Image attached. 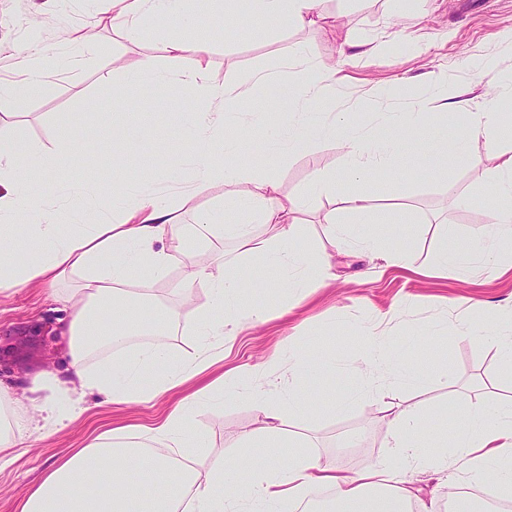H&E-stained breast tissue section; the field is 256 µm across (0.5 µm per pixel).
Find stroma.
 I'll return each instance as SVG.
<instances>
[{"label":"stroma","instance_id":"obj_1","mask_svg":"<svg viewBox=\"0 0 512 512\" xmlns=\"http://www.w3.org/2000/svg\"><path fill=\"white\" fill-rule=\"evenodd\" d=\"M104 7V0H0V79L16 78L19 48L32 40L60 44L70 31L79 29L92 47L84 62L63 69L51 84L29 96L1 103L0 110L14 115L8 132L23 157L33 150H52L59 129H68L78 155L61 170L64 183L103 188L127 181L149 184L172 160L189 153V106L174 84L137 89L136 97L145 100L146 106L136 119L113 97V87L125 83L141 56L153 57L164 69L174 68L175 63L165 50L166 22L151 20L130 39L95 25ZM318 9L335 16V24L298 31L273 28L255 19L237 21L234 37L220 34L211 42V80L223 82L235 70L273 68L284 56H296L306 47L331 60L337 58L341 44L365 41L369 53L340 66L345 82L342 97L316 103L311 109L313 120L335 110L346 112L356 123L371 121L377 107L364 92L379 85L391 94L394 111L422 113L428 130L450 139L460 130L464 115L441 113L426 90L428 72L445 75L452 87L480 88L495 80H512V41L505 38L512 31V0H408L397 20L390 17L391 0H319ZM412 41L425 46L423 57L413 56L408 48ZM487 139V133L474 134L469 163L446 171L438 153L406 142L402 166L375 181L371 190L378 218L374 233L392 245L407 247L414 257L413 269L385 266L379 252L351 243L331 258L335 281L306 297L294 315L275 314L268 322L241 332L234 342L225 344L223 360L207 377L192 379L147 403H106L85 395L84 410L76 420L49 438L30 441L17 462L0 471V512H18L49 462L69 457L102 431L125 424L156 427L206 378L284 358L306 346L328 352L338 366L318 365L301 378L302 388L311 395L303 411L290 420L288 431L306 436L324 464L361 468L383 452L382 405L365 397L338 416L330 412L328 401L358 382L359 371L348 364L362 344L357 327L408 294L415 296L416 304L397 318L393 333L415 341L414 363L430 377L424 388L408 394L410 401L423 404L427 424L440 425L441 437L454 440L458 424L450 395L454 389L487 401L512 398V382L502 378L496 351L473 333L474 328L489 325V318L480 311L451 306L452 299L470 296L506 310L512 304V269L496 274L485 270L466 280L433 271L441 246L469 250L479 230L467 203L485 198ZM114 140L119 141L120 152L109 149ZM129 155L137 158V170L127 168ZM265 158L285 199L302 193L315 170L340 174L345 168V154L337 142H312L286 157ZM446 224L455 227L449 241L441 234ZM280 280L277 271L258 263L241 267L240 284L246 296L257 302L275 303ZM59 316V305L48 291L0 289V345L5 348L0 354V384L19 391L42 372H65L67 340L56 330ZM463 321L471 325L470 333L459 331ZM31 334L38 337L35 345H21L20 337ZM441 353L448 361L444 375L437 370ZM257 425L250 403L230 395L199 408L190 421L212 459Z\"/></svg>","mask_w":512,"mask_h":512}]
</instances>
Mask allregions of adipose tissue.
Returning a JSON list of instances; mask_svg holds the SVG:
<instances>
[{
  "label": "adipose tissue",
  "mask_w": 512,
  "mask_h": 512,
  "mask_svg": "<svg viewBox=\"0 0 512 512\" xmlns=\"http://www.w3.org/2000/svg\"><path fill=\"white\" fill-rule=\"evenodd\" d=\"M243 7L249 17L275 26L304 29L323 19L315 0H216L213 10L235 15ZM112 10L108 23L113 31L131 37L147 19L158 15L180 26L166 42L176 69L160 70L152 57L145 56L130 71L127 83L174 84L192 103L191 154L176 164L177 170H189L190 175L164 189L111 187L106 191L107 208L92 211L80 191L64 190L51 178L76 153L67 129H60L53 151L35 153L30 163L20 158L11 138L0 134V288L35 283L55 291L67 275L82 276L75 291H55L53 296L60 305L61 330L68 343L66 375L43 373L21 396L0 386V414L6 416L0 423V465L13 462L29 440L46 438L42 426L32 425L28 412H36L44 424L57 428L80 415L75 399L79 392H95L112 403L150 401L222 361L218 340L234 339L244 327L266 320V307L246 299L237 271L214 274L210 265L192 259L189 242L232 238L240 255L281 273L292 300L323 286L333 274L329 251L296 247L297 226L289 218L291 212L306 211L316 197L338 198L340 211L359 224L358 235L364 244L374 246L373 235L365 229L373 221L365 189L337 194L335 174L320 171L305 194L285 204L279 197V181L264 161L247 170L222 166L216 152L232 153L238 146L237 139L224 133L228 113L246 111L255 92L266 86H287V97L275 101L274 107L287 112L288 131L280 135L264 130L269 149L291 153L306 134L322 143L340 141L346 157L345 179L365 187L381 170L399 167L403 139L413 136L422 124L417 112H381L374 128L367 130L340 112L329 114L320 124L305 126L308 110L336 92V63L309 50L282 59L275 70H249L218 84L208 78L210 42L186 31L193 0H113ZM85 47L79 36L69 38L64 52L53 45L29 43L21 79L1 81L0 100L44 87L60 72L67 56L80 54ZM482 95L489 106L468 113L472 133L488 132L496 141L512 136V114L501 108L503 101L512 100V83L486 84ZM487 159L491 164L486 186L491 221L475 239L472 253L439 249L438 271L470 277L479 256L487 266L512 267V150H502L495 142L488 148ZM45 176L51 179L48 190L35 191L36 179ZM216 182L225 186V207L244 213L246 222L227 224L222 215L204 213L196 224L184 227L181 205ZM337 212L323 216L332 249L343 244ZM20 223L25 224L32 242L29 258L22 265L1 245ZM257 224L271 226L273 236L254 233ZM175 262L183 270L179 305L168 307L148 296H136L140 271L149 270L160 278ZM198 288L207 291L208 304H192ZM132 295L136 303L113 306V299ZM415 303L414 296H407L399 310L377 314L360 326L364 346L356 364L363 381L355 393L331 401L333 413H345L362 395L379 399L425 386V379L406 363L412 346L390 336L388 329L399 311ZM105 312L113 320L108 330L98 326ZM181 330L203 339L193 356L179 358L172 352L168 339ZM140 334L150 337V344L130 349V337ZM97 343L113 349L114 354L93 368L88 358ZM321 357L318 351L308 356L290 354L263 368L265 381L257 388L250 383L251 370L222 375L181 401L147 435L126 427L100 433L92 444L52 462L19 512H133L139 501L145 512H292L297 502L323 486L335 488L338 512H410L414 502L421 504L422 512H436L435 505L423 503L422 488L411 482L414 472L446 478L451 488L464 480L481 483L489 479L499 494L512 495V400L464 399L455 443L449 448L432 444L417 406L384 405L389 433L386 451L355 472L323 464L313 449L282 458L277 452L279 437L290 414L302 408L303 390L297 381ZM229 391L249 397L259 421L258 428L236 441L237 447L253 449L261 459L246 478L220 459L204 469L194 461L202 441L189 430L191 417L197 408ZM154 475L160 478L158 487L150 498H143L144 479Z\"/></svg>",
  "instance_id": "1"
}]
</instances>
